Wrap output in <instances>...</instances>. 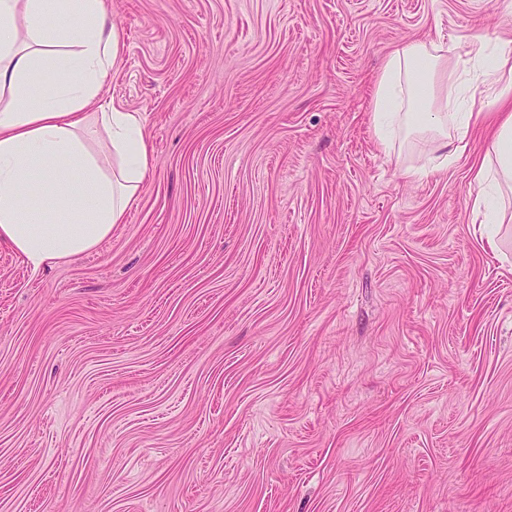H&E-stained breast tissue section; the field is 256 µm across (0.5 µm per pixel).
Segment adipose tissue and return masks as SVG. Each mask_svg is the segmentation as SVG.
<instances>
[{
	"mask_svg": "<svg viewBox=\"0 0 512 512\" xmlns=\"http://www.w3.org/2000/svg\"><path fill=\"white\" fill-rule=\"evenodd\" d=\"M471 46L474 75L445 102L437 86L448 48L395 45L376 77L371 122L386 151L426 134L409 177L431 175L435 153L454 164L477 128L491 129L473 209L492 245L504 221L501 189L512 183V40L477 34ZM119 49L103 0H0V246L32 267L94 250L124 223L151 169L137 113L101 104ZM41 72L50 88L31 90ZM54 211L61 220L45 223Z\"/></svg>",
	"mask_w": 512,
	"mask_h": 512,
	"instance_id": "obj_1",
	"label": "adipose tissue"
}]
</instances>
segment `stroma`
Instances as JSON below:
<instances>
[{"label": "stroma", "instance_id": "1", "mask_svg": "<svg viewBox=\"0 0 512 512\" xmlns=\"http://www.w3.org/2000/svg\"><path fill=\"white\" fill-rule=\"evenodd\" d=\"M151 173L94 251L0 247V512H512V223L379 147L394 44L512 0H104Z\"/></svg>", "mask_w": 512, "mask_h": 512}]
</instances>
